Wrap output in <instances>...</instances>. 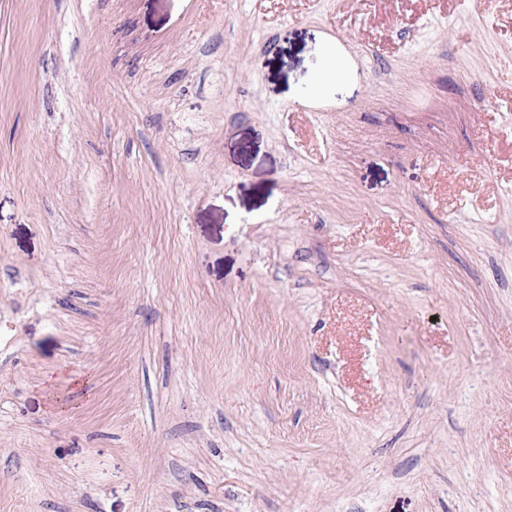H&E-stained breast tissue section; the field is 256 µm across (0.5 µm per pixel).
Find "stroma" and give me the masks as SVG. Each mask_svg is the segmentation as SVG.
Segmentation results:
<instances>
[{
	"label": "stroma",
	"mask_w": 512,
	"mask_h": 512,
	"mask_svg": "<svg viewBox=\"0 0 512 512\" xmlns=\"http://www.w3.org/2000/svg\"><path fill=\"white\" fill-rule=\"evenodd\" d=\"M0 512H512V0H0Z\"/></svg>",
	"instance_id": "35a3bbf8"
}]
</instances>
